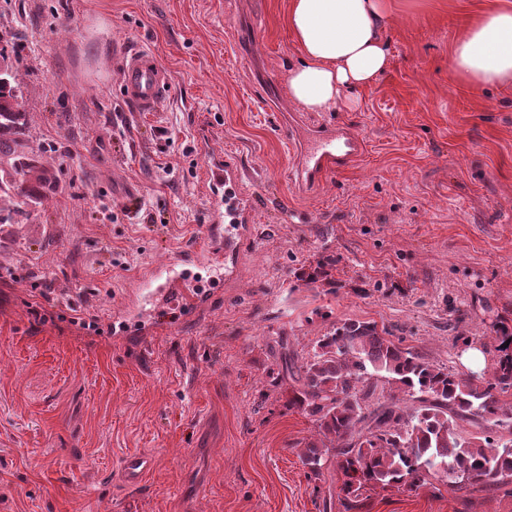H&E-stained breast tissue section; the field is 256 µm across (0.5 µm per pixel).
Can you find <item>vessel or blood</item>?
Instances as JSON below:
<instances>
[{"label":"vessel or blood","instance_id":"obj_1","mask_svg":"<svg viewBox=\"0 0 512 512\" xmlns=\"http://www.w3.org/2000/svg\"><path fill=\"white\" fill-rule=\"evenodd\" d=\"M116 68L123 98L139 111H157L169 97L172 76L152 51H120ZM282 136L290 154L297 157L289 176L306 187L346 170L364 150L362 138L348 125H318L301 135L286 129ZM208 174L211 206L207 238L201 249L183 259L150 267L141 275L139 286L146 300H153L163 289L189 283L192 270L203 263L218 265L222 254L235 251L248 235L253 201L239 191L242 168L229 159L215 158L208 164ZM148 469L143 456L129 454L123 459L122 474L129 486L140 485Z\"/></svg>","mask_w":512,"mask_h":512}]
</instances>
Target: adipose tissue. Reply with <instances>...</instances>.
I'll return each mask as SVG.
<instances>
[{"instance_id": "ef3b65f1", "label": "adipose tissue", "mask_w": 512, "mask_h": 512, "mask_svg": "<svg viewBox=\"0 0 512 512\" xmlns=\"http://www.w3.org/2000/svg\"><path fill=\"white\" fill-rule=\"evenodd\" d=\"M285 20L300 54L288 94L309 111L348 103L390 66L385 0H288ZM450 68L474 87L512 85V0L458 32Z\"/></svg>"}]
</instances>
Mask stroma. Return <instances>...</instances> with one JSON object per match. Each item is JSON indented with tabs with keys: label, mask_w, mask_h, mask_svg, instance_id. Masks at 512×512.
I'll use <instances>...</instances> for the list:
<instances>
[{
	"label": "stroma",
	"mask_w": 512,
	"mask_h": 512,
	"mask_svg": "<svg viewBox=\"0 0 512 512\" xmlns=\"http://www.w3.org/2000/svg\"><path fill=\"white\" fill-rule=\"evenodd\" d=\"M501 2L387 0L388 71L358 108L311 112L288 95V0H0L25 137L59 180L0 225V512H324L340 476L299 458L314 425L271 384L282 351L373 320L466 371L467 344L512 333V87L449 69L456 33ZM125 46L171 71L161 111L123 99ZM292 114L355 127L363 155L294 190ZM215 155L250 174L253 236L222 282L142 302L141 272L205 237ZM126 313L148 331L114 334ZM133 453L152 462L136 487ZM368 510L512 512V490L378 489ZM149 468L150 464L143 456L126 455L122 462L123 478L129 486H138L143 482Z\"/></svg>",
	"instance_id": "stroma-1"
}]
</instances>
